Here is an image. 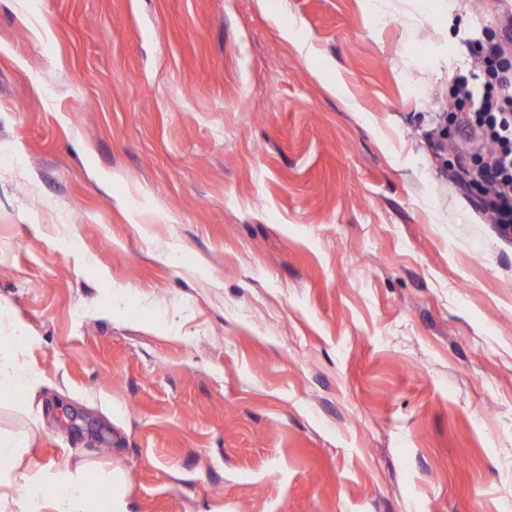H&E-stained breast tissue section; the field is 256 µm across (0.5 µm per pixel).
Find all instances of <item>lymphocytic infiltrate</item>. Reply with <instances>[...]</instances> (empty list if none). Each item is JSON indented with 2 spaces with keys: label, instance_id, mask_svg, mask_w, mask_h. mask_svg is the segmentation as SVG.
Instances as JSON below:
<instances>
[{
  "label": "lymphocytic infiltrate",
  "instance_id": "1",
  "mask_svg": "<svg viewBox=\"0 0 512 512\" xmlns=\"http://www.w3.org/2000/svg\"><path fill=\"white\" fill-rule=\"evenodd\" d=\"M495 24L498 38L477 44L470 72L455 77L449 112L465 135L462 173L484 188V213L512 225V14Z\"/></svg>",
  "mask_w": 512,
  "mask_h": 512
}]
</instances>
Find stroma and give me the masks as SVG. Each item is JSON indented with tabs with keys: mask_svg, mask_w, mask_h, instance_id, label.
Instances as JSON below:
<instances>
[{
	"mask_svg": "<svg viewBox=\"0 0 512 512\" xmlns=\"http://www.w3.org/2000/svg\"><path fill=\"white\" fill-rule=\"evenodd\" d=\"M496 8L0 0V430L129 512H512V242L428 143ZM37 345L34 336H0V391L22 392L34 402L43 384L31 352Z\"/></svg>",
	"mask_w": 512,
	"mask_h": 512,
	"instance_id": "1",
	"label": "stroma"
}]
</instances>
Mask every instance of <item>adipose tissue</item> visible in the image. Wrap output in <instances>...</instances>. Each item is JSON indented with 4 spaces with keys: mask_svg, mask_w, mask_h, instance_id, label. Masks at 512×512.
Here are the masks:
<instances>
[{
    "mask_svg": "<svg viewBox=\"0 0 512 512\" xmlns=\"http://www.w3.org/2000/svg\"><path fill=\"white\" fill-rule=\"evenodd\" d=\"M33 336H0V391L35 401L43 380L31 352ZM33 427L0 431V512H128L110 473L85 460L41 465L29 458Z\"/></svg>",
    "mask_w": 512,
    "mask_h": 512,
    "instance_id": "ef3b65f1",
    "label": "adipose tissue"
}]
</instances>
